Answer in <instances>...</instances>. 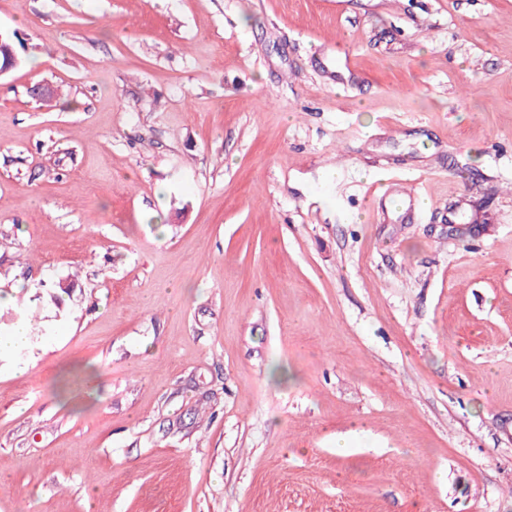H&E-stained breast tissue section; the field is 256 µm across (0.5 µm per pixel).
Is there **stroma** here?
<instances>
[{
	"label": "stroma",
	"mask_w": 512,
	"mask_h": 512,
	"mask_svg": "<svg viewBox=\"0 0 512 512\" xmlns=\"http://www.w3.org/2000/svg\"><path fill=\"white\" fill-rule=\"evenodd\" d=\"M0 32V512H512V0ZM30 344V336L25 325H18L10 336H0V357L25 349Z\"/></svg>",
	"instance_id": "35a3bbf8"
}]
</instances>
